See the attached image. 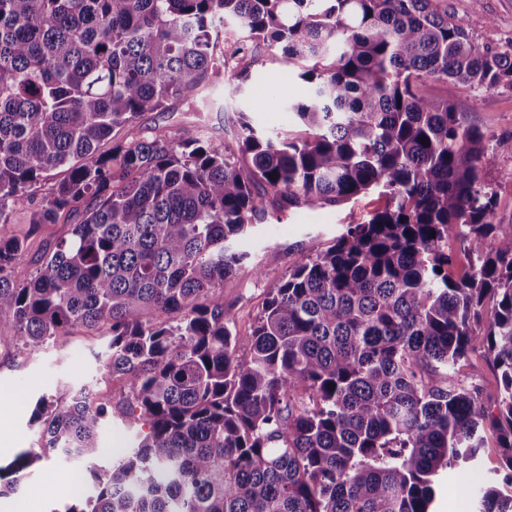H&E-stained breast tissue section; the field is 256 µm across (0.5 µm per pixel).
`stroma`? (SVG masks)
Segmentation results:
<instances>
[{
	"label": "stroma",
	"instance_id": "obj_1",
	"mask_svg": "<svg viewBox=\"0 0 512 512\" xmlns=\"http://www.w3.org/2000/svg\"><path fill=\"white\" fill-rule=\"evenodd\" d=\"M448 9L465 20L467 28L482 45L504 46L512 40V0H448ZM431 95L448 99L464 119L485 134L486 155L483 173L496 194L493 221L512 224V90L508 88L468 89L459 85L430 84ZM314 86L273 59L254 66L252 76L238 94H230L225 85L207 87L201 111H192L181 99L168 101L164 107L141 115L132 129L134 135L152 137L156 129L169 127L178 136H195L205 125L219 139H231L236 131L238 113H245L252 123L273 134L294 127L295 119L281 97L289 102L308 99ZM39 193L23 200L0 231L26 236L27 256L15 270L18 281L30 279L39 256L46 247L66 235V224H44L35 234H28L29 212ZM381 205L376 195L366 194L344 205H324L302 209L289 216L265 218L239 242L250 252V263L240 266L224 283V303L235 314L239 334L249 333L263 310L267 294L307 255L328 247L350 224L368 222ZM109 338L105 332L91 333L80 327L68 335L49 341L35 352L18 350L12 343L0 341V465L11 462L20 452L41 445L40 435L31 422L36 402L43 397L65 398L86 388L122 400L127 389L123 380L113 376L105 356ZM134 435L113 414L102 435L100 466L127 456ZM501 453L496 442H488L481 457L467 467H451L439 478L434 512H476V503L463 496L461 483L479 478L480 482L497 479ZM71 463L56 458L35 462L16 492L0 497V512H13L16 503L32 502L36 512H64L73 499Z\"/></svg>",
	"mask_w": 512,
	"mask_h": 512
}]
</instances>
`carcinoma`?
Returning <instances> with one entry per match:
<instances>
[{"instance_id":"obj_1","label":"carcinoma","mask_w":512,"mask_h":512,"mask_svg":"<svg viewBox=\"0 0 512 512\" xmlns=\"http://www.w3.org/2000/svg\"><path fill=\"white\" fill-rule=\"evenodd\" d=\"M228 18L243 44L227 54ZM247 42L314 84L291 106L300 135L267 137L240 112L230 140L166 128L99 152L210 78L237 94L258 63ZM450 81L512 89V50L476 43L447 0H0V223L59 168L30 231L81 216L24 284L25 240L0 234V334L35 351L107 326L121 413L149 426L107 469L112 400L40 399L43 451L96 486L65 512H430L442 470L475 462L488 431L506 476L462 491L512 512V226L492 223L484 133L423 91ZM375 191L368 222L233 331L223 291L242 236ZM450 226L473 256L459 280ZM477 349L499 372L492 403L454 376ZM39 459L0 466V496Z\"/></svg>"}]
</instances>
